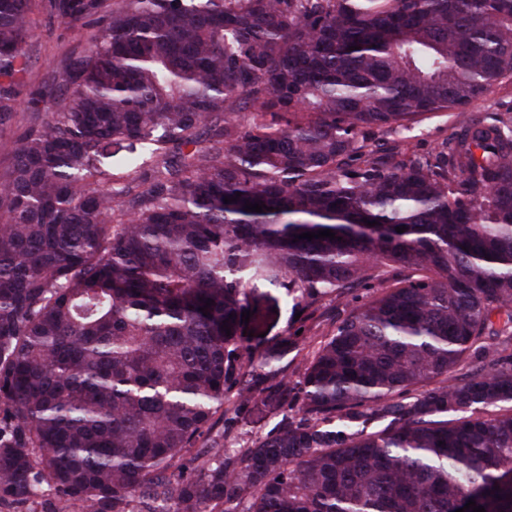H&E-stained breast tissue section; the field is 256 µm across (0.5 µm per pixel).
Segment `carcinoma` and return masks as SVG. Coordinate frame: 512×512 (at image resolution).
Masks as SVG:
<instances>
[{"mask_svg":"<svg viewBox=\"0 0 512 512\" xmlns=\"http://www.w3.org/2000/svg\"><path fill=\"white\" fill-rule=\"evenodd\" d=\"M38 5L0 0V502L512 512V105L465 116L512 82V0H47L102 30L4 137ZM268 286L373 295L298 385L270 375L296 415L174 481L226 394L254 398ZM454 127L452 118L435 117L416 126L408 135L412 137L410 142L415 149L419 153L425 154L448 137L453 132Z\"/></svg>","mask_w":512,"mask_h":512,"instance_id":"1","label":"carcinoma"}]
</instances>
